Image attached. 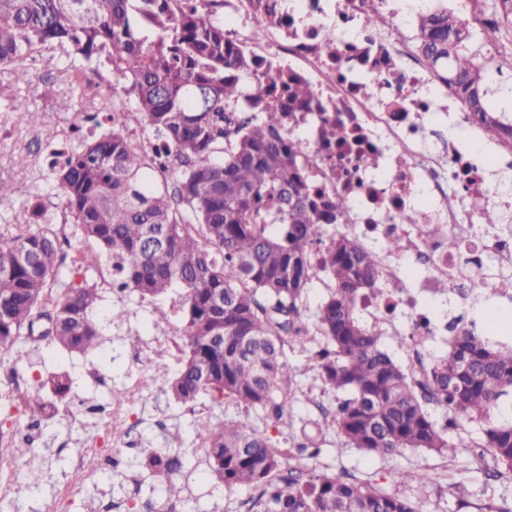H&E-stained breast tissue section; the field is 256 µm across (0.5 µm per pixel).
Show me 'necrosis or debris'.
Listing matches in <instances>:
<instances>
[{
	"label": "necrosis or debris",
	"instance_id": "1",
	"mask_svg": "<svg viewBox=\"0 0 512 512\" xmlns=\"http://www.w3.org/2000/svg\"><path fill=\"white\" fill-rule=\"evenodd\" d=\"M300 14L282 11L276 22L250 16L239 46L263 60L250 78L266 87L278 68L312 84L316 96L288 116L291 129L309 146L307 167L314 192L345 197L344 221L361 240L388 242L409 237L411 253L379 256L380 281L395 292L376 298L383 311H406L411 336H437L464 324V309L482 298L512 295V153L501 154L476 117L463 112L445 83L416 53L412 39L391 31L399 19L389 0H298ZM388 13V28L371 29L368 5ZM340 125L345 138L327 136ZM371 155L370 166L359 158ZM418 202V221L401 215ZM489 207L502 217L498 230L474 224ZM460 246L448 251L447 236ZM423 267L421 292L435 293L443 279L458 282L459 314L440 320L419 310L415 294L404 292L408 269ZM112 433L113 450L103 457L109 470L121 469L126 450L139 436L123 424L117 403L90 406Z\"/></svg>",
	"mask_w": 512,
	"mask_h": 512
}]
</instances>
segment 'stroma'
<instances>
[{
  "label": "stroma",
  "instance_id": "1",
  "mask_svg": "<svg viewBox=\"0 0 512 512\" xmlns=\"http://www.w3.org/2000/svg\"><path fill=\"white\" fill-rule=\"evenodd\" d=\"M25 67L28 79L24 82L16 81L10 68L0 67V179L18 188L9 203L0 205V232L19 224L34 230L48 227L68 237L62 252L68 254L78 247L94 250L93 242L72 238V217L49 174L45 157L66 143L67 125L80 122L89 113L111 111L112 74L103 67L92 69L70 47L56 43L36 45ZM66 99L72 100L73 111H62L61 103ZM27 109L40 113V125L25 124L21 113ZM118 304L127 311L125 319L119 323L106 321L105 312ZM158 308L168 314L167 323L159 326L153 323ZM95 316L100 320L103 340L88 354L72 356L49 342L37 346L22 343L11 353L0 355V370H19L30 382L29 395H41L57 408L44 434L47 448L14 458L17 469L38 471L40 485L35 489L25 485L8 495L5 502L10 512H50L55 501L60 502L62 512H93L97 500L104 496L126 499L125 512H166L164 486L170 480L183 488L180 505L184 512H245L244 504L252 496V489L230 487L213 476L200 443L201 424L214 417L229 423L249 419L286 454L294 453L303 433L320 432L323 451L317 460H304V467L349 473L410 498L420 512H456L458 500L476 504L486 496L512 502V482L489 479L471 466L480 435L474 422L449 430L456 445L451 458L412 449L393 458H379L345 447L327 418L335 411L339 395L323 385L311 359L318 337L290 339L283 346L297 384L284 417L278 420L260 409L245 411L228 397L204 395L195 403L183 404L152 380H140L139 374L146 367L163 364L173 373L180 367L179 291L144 300L130 291L116 293L107 284ZM133 335L140 339L141 358L137 361L129 353V338ZM62 371L69 373L72 385L60 396L54 394L49 379ZM137 382L142 385V399L129 406L128 421L141 432L143 448L172 449L179 462L176 473L169 478L152 475L143 464L140 450H136L128 453L126 465L119 472L98 470L75 496L62 498L61 490L72 481L73 471L70 454L59 451L60 442H68L72 452H77L107 440L97 416L86 412L85 400L109 399L112 389H127ZM151 412L165 420V429H156L148 420ZM402 470L428 471L437 480L419 492L398 483L396 474Z\"/></svg>",
  "mask_w": 512,
  "mask_h": 512
}]
</instances>
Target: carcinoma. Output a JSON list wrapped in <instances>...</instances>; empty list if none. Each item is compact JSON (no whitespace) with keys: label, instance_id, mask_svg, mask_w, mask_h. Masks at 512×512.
I'll list each match as a JSON object with an SVG mask.
<instances>
[{"label":"carcinoma","instance_id":"obj_1","mask_svg":"<svg viewBox=\"0 0 512 512\" xmlns=\"http://www.w3.org/2000/svg\"><path fill=\"white\" fill-rule=\"evenodd\" d=\"M209 0H0V66L37 44H68L88 63L112 68V112L84 121L108 130L51 153L49 168L74 219L73 235L99 251L76 250L60 271L57 236L19 228L0 241V352L43 319L61 350L84 355L100 346L94 273L111 262L121 288L140 297L183 291L181 367L159 366L152 381L175 400L230 397L245 409L281 419L295 372L283 360L285 338L314 331L312 357L323 384L347 394L333 422L346 444L372 456L407 449L452 456L447 430L461 420L481 424L473 463L490 455L498 477L512 476V346L474 325L454 327L448 354L409 378L380 346L381 326L361 324L360 303L379 292L378 257L345 234L322 242L321 222L346 214L342 197L313 194L302 158L308 146L282 136L286 112L313 89L272 78L267 93L241 83L253 61L236 49ZM417 48L448 82L487 135L512 149V58L487 52L512 47V0H463L415 22ZM155 133L149 152L131 144L130 127ZM326 275L335 288L313 314L307 288ZM81 280H75L76 276ZM448 409L440 428L425 410ZM48 403L28 399L40 422ZM202 441L208 464L227 485L256 492L250 512H417L407 497L350 474L286 465L284 454L246 420L209 422ZM301 458L316 459L318 436L302 433ZM145 466H178L143 449ZM424 491L427 471L399 473Z\"/></svg>","mask_w":512,"mask_h":512}]
</instances>
